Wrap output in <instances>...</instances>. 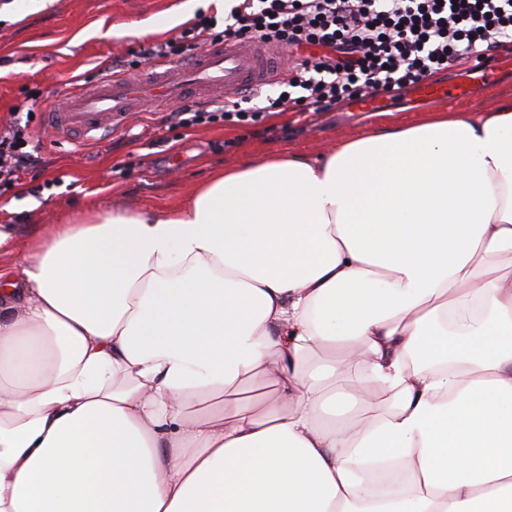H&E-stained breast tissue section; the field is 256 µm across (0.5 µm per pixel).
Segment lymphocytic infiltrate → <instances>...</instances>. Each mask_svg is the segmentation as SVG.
<instances>
[{"label":"lymphocytic infiltrate","instance_id":"1","mask_svg":"<svg viewBox=\"0 0 512 512\" xmlns=\"http://www.w3.org/2000/svg\"><path fill=\"white\" fill-rule=\"evenodd\" d=\"M251 39L273 49L315 46L321 53L295 63L277 96L225 99L211 109L185 106L177 125L258 123L270 112H318L336 100L416 86L461 61L482 62L496 45L512 43V0H239L223 23L200 18L143 58L196 46ZM27 128H0V183L24 165Z\"/></svg>","mask_w":512,"mask_h":512}]
</instances>
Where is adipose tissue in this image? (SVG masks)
Wrapping results in <instances>:
<instances>
[{"instance_id": "ef3b65f1", "label": "adipose tissue", "mask_w": 512, "mask_h": 512, "mask_svg": "<svg viewBox=\"0 0 512 512\" xmlns=\"http://www.w3.org/2000/svg\"><path fill=\"white\" fill-rule=\"evenodd\" d=\"M507 257L512 98L55 225L0 269V512H512Z\"/></svg>"}]
</instances>
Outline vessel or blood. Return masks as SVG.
Returning a JSON list of instances; mask_svg holds the SVG:
<instances>
[{
	"instance_id": "1",
	"label": "vessel or blood",
	"mask_w": 512,
	"mask_h": 512,
	"mask_svg": "<svg viewBox=\"0 0 512 512\" xmlns=\"http://www.w3.org/2000/svg\"><path fill=\"white\" fill-rule=\"evenodd\" d=\"M283 76L276 55L256 42L216 45L188 64H169L137 79L109 75L76 88L49 123L58 133L87 135L124 124L141 104L164 100L176 106L190 94L231 96Z\"/></svg>"
}]
</instances>
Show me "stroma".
I'll use <instances>...</instances> for the list:
<instances>
[{"instance_id": "stroma-1", "label": "stroma", "mask_w": 512, "mask_h": 512, "mask_svg": "<svg viewBox=\"0 0 512 512\" xmlns=\"http://www.w3.org/2000/svg\"><path fill=\"white\" fill-rule=\"evenodd\" d=\"M185 0H29L0 5V125L35 95L31 143L40 161L0 184V225L14 248L1 265L20 264L28 243L94 205L154 212L183 204L210 172L269 152L317 157L372 128L419 122L427 108L482 115L512 97V52L494 49L465 98L424 100L414 90L386 95L380 112H354L342 102L321 112L270 113L262 124L176 125L171 105L135 113L107 136L78 143L48 134L46 118L65 93L91 84L115 59L140 75L142 45L176 34L170 19Z\"/></svg>"}]
</instances>
